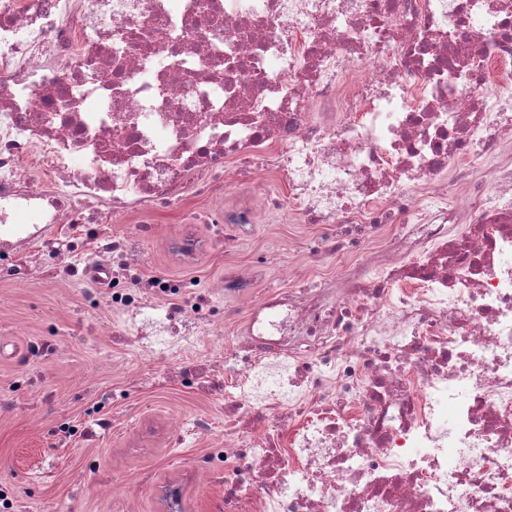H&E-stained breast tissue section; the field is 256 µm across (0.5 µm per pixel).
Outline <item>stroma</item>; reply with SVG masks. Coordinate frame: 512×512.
<instances>
[{
  "instance_id": "35a3bbf8",
  "label": "stroma",
  "mask_w": 512,
  "mask_h": 512,
  "mask_svg": "<svg viewBox=\"0 0 512 512\" xmlns=\"http://www.w3.org/2000/svg\"><path fill=\"white\" fill-rule=\"evenodd\" d=\"M180 230L174 213L148 225L144 275L188 277L206 289L223 277L225 265L243 267L254 255L266 254L274 263L259 284L263 290L282 287L278 263L288 258L302 276H311L314 262L307 246L322 232L320 225L287 221L269 211L249 237L185 269L167 253L168 240ZM81 293L80 285L60 278L24 288L0 281V340L20 350L45 340L59 348L52 358L0 361V480L13 483L21 512H163L159 489L171 482L180 487L182 512H218L223 484L190 473L212 436L224 432L222 392L188 389L170 377L137 387L145 365L113 342L103 310L79 307ZM22 371L30 382L20 388L15 377ZM93 406L111 419V429L89 440L59 443L53 432L57 417L66 414L85 423ZM173 415L205 417L211 432L175 444L165 430ZM112 476L124 483V492L99 493L97 480Z\"/></svg>"
}]
</instances>
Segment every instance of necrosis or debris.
Listing matches in <instances>:
<instances>
[{
	"mask_svg": "<svg viewBox=\"0 0 512 512\" xmlns=\"http://www.w3.org/2000/svg\"><path fill=\"white\" fill-rule=\"evenodd\" d=\"M511 61L512 0H0V281L75 279L150 379L223 391L224 512H512ZM261 206L353 262L201 292L105 230L180 212L191 266Z\"/></svg>",
	"mask_w": 512,
	"mask_h": 512,
	"instance_id": "1",
	"label": "necrosis or debris"
}]
</instances>
